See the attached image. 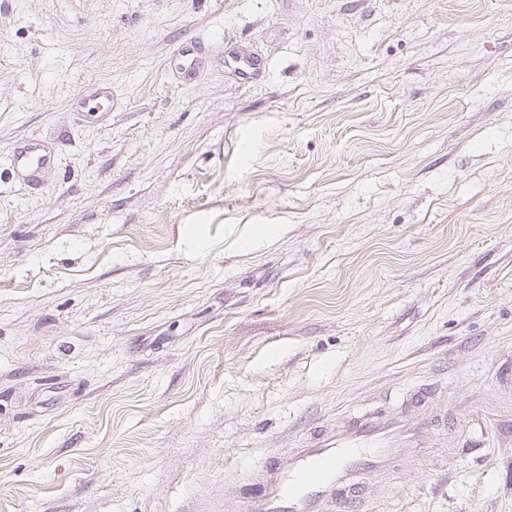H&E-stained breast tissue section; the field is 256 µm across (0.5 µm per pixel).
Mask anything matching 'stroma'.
Segmentation results:
<instances>
[{
  "label": "stroma",
  "instance_id": "obj_1",
  "mask_svg": "<svg viewBox=\"0 0 512 512\" xmlns=\"http://www.w3.org/2000/svg\"><path fill=\"white\" fill-rule=\"evenodd\" d=\"M369 410L373 512H512V0H0V512H245ZM176 57L184 78H189L199 64L201 43L194 38L183 39L176 49ZM7 161L12 170L36 187L43 172L58 166L59 153L42 136L35 135L15 144L7 154Z\"/></svg>",
  "mask_w": 512,
  "mask_h": 512
}]
</instances>
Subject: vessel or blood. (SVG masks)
Here are the masks:
<instances>
[{
    "instance_id": "obj_1",
    "label": "vessel or blood",
    "mask_w": 512,
    "mask_h": 512,
    "mask_svg": "<svg viewBox=\"0 0 512 512\" xmlns=\"http://www.w3.org/2000/svg\"><path fill=\"white\" fill-rule=\"evenodd\" d=\"M176 57L182 74L191 76L201 57L200 42L183 39ZM7 161L28 184L36 186L43 172L57 167L59 153L35 135L15 144ZM421 427L417 420L369 412L347 428L319 434L271 471L260 494L248 502L247 512H323L332 501L358 512L363 504V470L388 469L400 448L416 441Z\"/></svg>"
}]
</instances>
